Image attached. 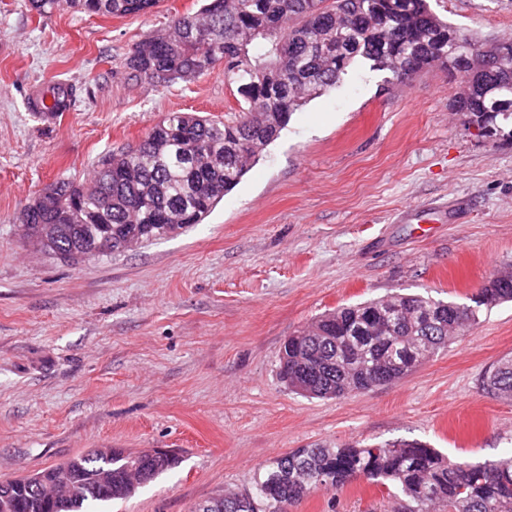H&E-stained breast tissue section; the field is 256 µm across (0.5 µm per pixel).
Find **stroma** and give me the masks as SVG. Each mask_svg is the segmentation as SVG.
<instances>
[{
  "mask_svg": "<svg viewBox=\"0 0 512 512\" xmlns=\"http://www.w3.org/2000/svg\"><path fill=\"white\" fill-rule=\"evenodd\" d=\"M200 6L42 18L28 0H0V482L105 446L166 448L176 469L100 512H193L314 444L420 440L472 461L511 452L512 401L480 380L512 357V301L481 309L386 385L310 398L278 369L283 342L324 312L396 293L465 303L512 263V141L453 111L460 76L397 83L356 63L179 236L77 265L20 238L22 210L46 185L88 181L101 155L167 113L220 120L237 108L220 67L159 89L115 75L134 43ZM429 6L478 37H512V0ZM55 81L80 96L43 123L27 94ZM396 507L359 480L290 512Z\"/></svg>",
  "mask_w": 512,
  "mask_h": 512,
  "instance_id": "35a3bbf8",
  "label": "stroma"
}]
</instances>
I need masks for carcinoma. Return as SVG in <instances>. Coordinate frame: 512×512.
<instances>
[{"mask_svg":"<svg viewBox=\"0 0 512 512\" xmlns=\"http://www.w3.org/2000/svg\"><path fill=\"white\" fill-rule=\"evenodd\" d=\"M46 17L67 7L90 15L144 14L160 0H29ZM404 82L427 67L461 75L455 110L485 136L512 141V38L481 43L429 8L427 0H206L198 11L173 17L166 27L132 45L120 71L125 81L167 86L192 82L224 66L244 107L215 121L172 112L136 145L112 150L97 161L93 185L67 179L49 186L48 204L28 213V240L40 250L70 254L77 264L99 240L115 251L127 240L139 245L171 237L200 223L278 138L290 114L336 86L357 61ZM52 116L67 110L76 90L53 83ZM55 235L40 240V225ZM483 288L471 304L398 294L338 308L288 337L279 354L280 376L303 395L340 397L400 379L437 354L462 326L476 322L483 306L512 301V270ZM484 388L512 400V359L488 368ZM180 458L91 454L44 470L76 490L59 511L28 491L25 479L7 482L10 512H86L91 503L124 500L132 478L145 469L148 481L176 468ZM100 470L112 471L106 487ZM365 479L394 488L403 512H512V452L493 461L472 462L442 455L427 444L400 440L384 444H341L293 448L264 467L250 495L215 498L211 512H288L310 493L339 492Z\"/></svg>","mask_w":512,"mask_h":512,"instance_id":"1","label":"carcinoma"}]
</instances>
